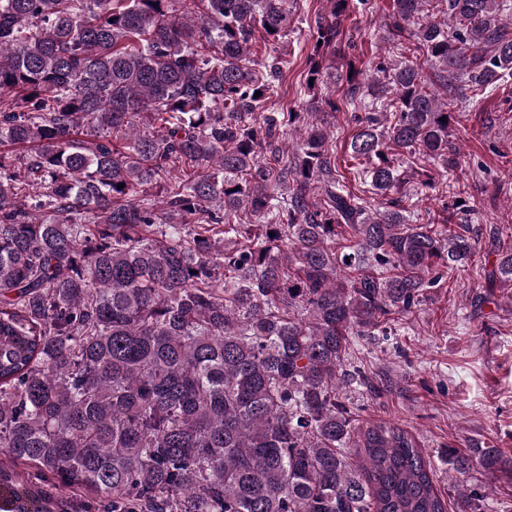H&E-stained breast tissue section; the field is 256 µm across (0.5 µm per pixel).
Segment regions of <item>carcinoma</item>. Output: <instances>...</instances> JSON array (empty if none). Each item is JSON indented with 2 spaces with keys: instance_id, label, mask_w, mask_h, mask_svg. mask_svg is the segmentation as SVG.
<instances>
[{
  "instance_id": "obj_1",
  "label": "carcinoma",
  "mask_w": 512,
  "mask_h": 512,
  "mask_svg": "<svg viewBox=\"0 0 512 512\" xmlns=\"http://www.w3.org/2000/svg\"><path fill=\"white\" fill-rule=\"evenodd\" d=\"M392 2L367 72L368 0H323L312 104L274 112L288 0H0V512H448L416 435L342 391L444 270L512 286V250L489 270L451 229L459 177L415 224L433 177L397 158L456 173L451 102L512 75V0ZM338 84L376 206L337 169ZM443 463L461 512L512 469ZM373 13L361 11L348 21L349 29L354 34L357 50L355 54L360 55L363 60V68L370 69L377 61L384 50H389L392 42L388 41L387 29L384 26L386 16L392 11L391 0H371ZM428 169H431L434 175L435 181V189L424 188L419 189V205L415 212V219H417V224H426L430 222L432 217L441 212V204L442 201H447L449 197H444L445 195H449L448 193L442 194V185H445L446 181H448V174L446 176L445 173L442 172V169L433 163H428L426 165ZM445 174V176H444Z\"/></svg>"
}]
</instances>
